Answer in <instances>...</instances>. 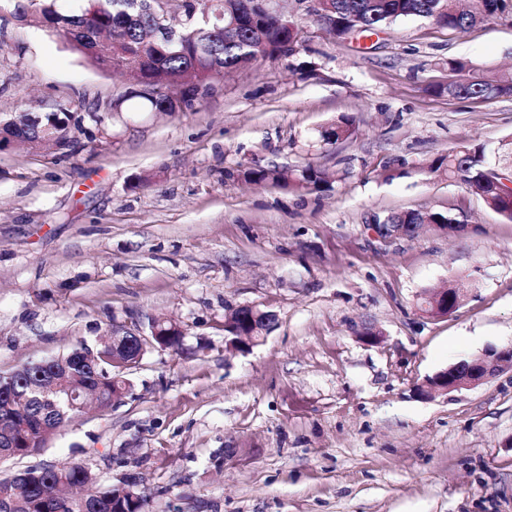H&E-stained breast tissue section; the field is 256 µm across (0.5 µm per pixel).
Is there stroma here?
Returning a JSON list of instances; mask_svg holds the SVG:
<instances>
[{
  "instance_id": "obj_1",
  "label": "stroma",
  "mask_w": 512,
  "mask_h": 512,
  "mask_svg": "<svg viewBox=\"0 0 512 512\" xmlns=\"http://www.w3.org/2000/svg\"><path fill=\"white\" fill-rule=\"evenodd\" d=\"M12 9L0 0V113L68 100L84 121L72 148L0 150V374L157 318L183 333L29 464L83 463L102 486L136 476L146 512H512V371L426 392L512 346V224L423 169L512 135V96L431 91L451 58L512 67V18L459 33L408 17L357 41L308 21L298 54L226 75L191 109L98 125L87 110L135 81ZM346 115L352 139L318 140ZM306 161L329 190L241 175ZM448 208L465 231L374 226ZM451 284L461 306L424 314ZM247 305L277 320L235 351L224 318ZM506 369L512 370V347L491 350L483 357L448 367L430 380V390L448 394L473 388Z\"/></svg>"
}]
</instances>
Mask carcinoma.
<instances>
[{
    "label": "carcinoma",
    "mask_w": 512,
    "mask_h": 512,
    "mask_svg": "<svg viewBox=\"0 0 512 512\" xmlns=\"http://www.w3.org/2000/svg\"><path fill=\"white\" fill-rule=\"evenodd\" d=\"M15 16L39 24L64 39L70 48L92 65L129 71L139 83L157 90L155 98L122 96L98 103L88 111L92 121L125 102L136 100V112H175L192 107L201 86L224 74L261 61L291 56L303 49L301 18L270 14L255 0H89L86 7L62 11L58 0H13ZM161 16L178 10L182 22L169 31L156 23L147 8ZM512 17V0H326L322 13L312 21L344 40L353 32L385 31L402 17H421L434 24L464 33L480 24ZM448 72L456 75L435 92L450 99H490L512 94V73H475L466 63L448 59ZM72 103L40 102L18 118L0 116V132L15 139L27 138L31 147L51 144L63 148L68 139ZM355 121L343 117L321 128L319 138L335 144L353 138ZM498 168L512 170V136L497 148ZM491 168L484 148L462 145L446 156L431 160L428 170L448 180H461L465 190L512 223V188L503 189L485 176ZM255 185L276 184L295 192L320 190L330 174L307 163L296 169L256 166L243 172ZM389 224H424L442 231L459 220L445 210H407L389 216ZM81 342L67 353L25 365L0 379V430L10 438L0 443V453L15 459L32 457L51 437L83 413L49 392L40 393L51 376L73 386L98 393L103 408L112 403V391L128 392V368L113 363L112 337H106L92 355ZM135 481L102 487L92 470L82 464L61 462L53 466L28 465L18 470L8 485L0 484V512H145L146 497Z\"/></svg>",
    "instance_id": "1"
}]
</instances>
